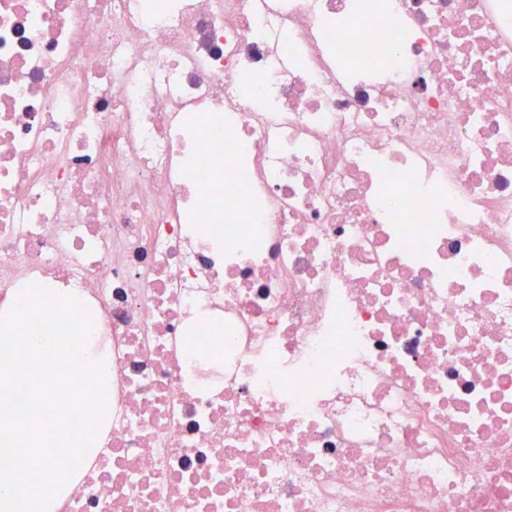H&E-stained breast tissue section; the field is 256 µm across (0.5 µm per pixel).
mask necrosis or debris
<instances>
[{
	"label": "necrosis or debris",
	"mask_w": 512,
	"mask_h": 512,
	"mask_svg": "<svg viewBox=\"0 0 512 512\" xmlns=\"http://www.w3.org/2000/svg\"><path fill=\"white\" fill-rule=\"evenodd\" d=\"M112 411L58 512H512V0H0V301Z\"/></svg>",
	"instance_id": "4bbe7bcc"
}]
</instances>
